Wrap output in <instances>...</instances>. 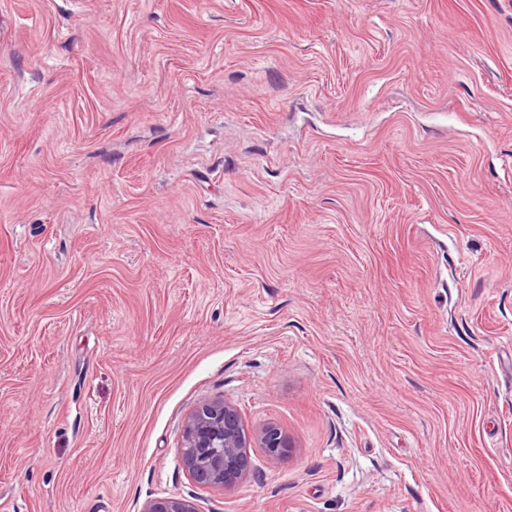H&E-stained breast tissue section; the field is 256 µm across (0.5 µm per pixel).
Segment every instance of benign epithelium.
<instances>
[{"label": "benign epithelium", "instance_id": "benign-epithelium-1", "mask_svg": "<svg viewBox=\"0 0 512 512\" xmlns=\"http://www.w3.org/2000/svg\"><path fill=\"white\" fill-rule=\"evenodd\" d=\"M262 448L279 459L289 449L288 439L274 424L249 432L239 408L226 401L205 403L188 418L183 429L181 462L190 477L205 487L236 486L250 467L248 449ZM142 512H197L182 497L152 499Z\"/></svg>", "mask_w": 512, "mask_h": 512}]
</instances>
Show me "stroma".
<instances>
[{
    "mask_svg": "<svg viewBox=\"0 0 512 512\" xmlns=\"http://www.w3.org/2000/svg\"><path fill=\"white\" fill-rule=\"evenodd\" d=\"M164 497L512 512V0H0V512ZM254 447L263 448L271 460L281 458L290 448L277 425L266 424L248 432L235 404L205 403L184 425L181 462L197 484L229 489L247 473V448Z\"/></svg>",
    "mask_w": 512,
    "mask_h": 512,
    "instance_id": "stroma-1",
    "label": "stroma"
}]
</instances>
